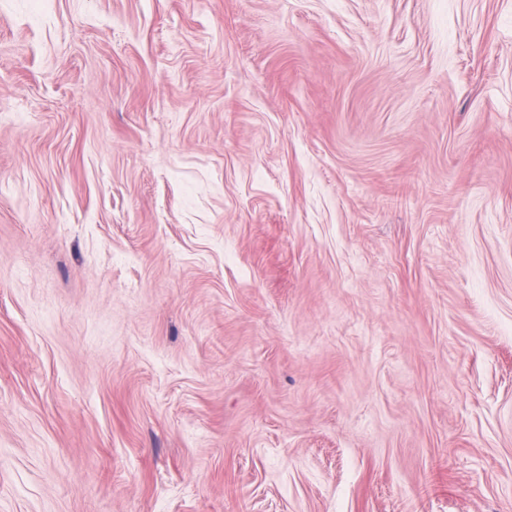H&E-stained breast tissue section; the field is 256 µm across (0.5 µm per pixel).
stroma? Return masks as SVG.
Listing matches in <instances>:
<instances>
[{"instance_id": "35a3bbf8", "label": "stroma", "mask_w": 512, "mask_h": 512, "mask_svg": "<svg viewBox=\"0 0 512 512\" xmlns=\"http://www.w3.org/2000/svg\"><path fill=\"white\" fill-rule=\"evenodd\" d=\"M0 512H512V0H0Z\"/></svg>"}]
</instances>
